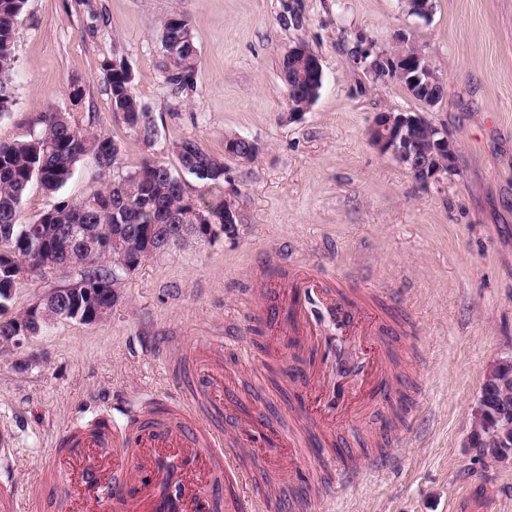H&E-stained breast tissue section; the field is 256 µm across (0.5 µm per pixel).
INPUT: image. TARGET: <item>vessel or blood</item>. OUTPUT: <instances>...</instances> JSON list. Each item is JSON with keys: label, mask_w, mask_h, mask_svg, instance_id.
I'll return each instance as SVG.
<instances>
[{"label": "vessel or blood", "mask_w": 512, "mask_h": 512, "mask_svg": "<svg viewBox=\"0 0 512 512\" xmlns=\"http://www.w3.org/2000/svg\"><path fill=\"white\" fill-rule=\"evenodd\" d=\"M375 296L314 266L273 260L246 291L269 333L264 347L225 336L187 353L170 337L165 362L184 375L179 396L120 426L101 414L67 427L30 502L13 481L0 483V512H288L287 499L268 489L248 501L236 489L263 449L292 461L313 455L334 485L382 471L385 459L354 454L360 438L341 434L378 412L401 382L393 329L377 314ZM286 350L293 362L282 383L303 388L304 397L285 427L253 411L258 385L239 388L224 373V356L243 358L258 376Z\"/></svg>", "instance_id": "obj_1"}]
</instances>
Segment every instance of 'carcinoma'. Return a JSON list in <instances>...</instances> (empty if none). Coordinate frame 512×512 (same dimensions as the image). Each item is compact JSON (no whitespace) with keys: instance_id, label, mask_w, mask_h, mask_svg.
Returning a JSON list of instances; mask_svg holds the SVG:
<instances>
[{"instance_id":"obj_1","label":"carcinoma","mask_w":512,"mask_h":512,"mask_svg":"<svg viewBox=\"0 0 512 512\" xmlns=\"http://www.w3.org/2000/svg\"><path fill=\"white\" fill-rule=\"evenodd\" d=\"M26 2L0 0V77L13 69L15 28ZM187 22L186 14L174 11L164 20L163 29L176 40ZM177 52L179 62L168 82L179 89L194 83L198 55L192 42L178 45ZM103 71L122 122L134 133L142 130L139 137L148 141L156 125L131 93L125 72L110 62ZM39 124L40 130L28 140L0 143V314L11 300L6 289L22 284V272L43 276L72 269L74 287L91 288L94 295L49 303L35 331L40 334L60 320L88 323L147 258L165 247H183L191 240L211 242L224 233V197L190 199L170 168L153 159L121 172L119 144L105 134L89 133L63 112H43ZM175 153L181 168L197 179H224V162L196 139L181 141ZM88 154L103 174L112 175L104 188L60 202L35 222L21 221V203L29 186L35 182L47 191L59 190ZM196 208L211 212L214 223H198Z\"/></svg>"}]
</instances>
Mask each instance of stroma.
<instances>
[{"mask_svg": "<svg viewBox=\"0 0 512 512\" xmlns=\"http://www.w3.org/2000/svg\"><path fill=\"white\" fill-rule=\"evenodd\" d=\"M176 9L199 59L182 92L167 81L162 43ZM359 33L380 48L402 38L421 50L446 82L443 98L429 108L399 83H373L349 60ZM299 43L320 57L324 81L292 120L280 64ZM115 58L153 115V143L113 110L101 65ZM73 81L83 89L77 105ZM7 92L0 142L26 140L49 109L118 141L126 171L147 158L178 169L175 144L196 138L235 179L238 224L231 236L148 258L107 320L59 321L29 345L0 347V426L15 434L0 478L28 493L66 425L106 411L121 424L114 404L176 397L153 354L167 337L189 349L230 327L257 342L240 290L278 255L371 282L400 327L411 406L391 432L403 451L374 480L328 497L326 481L297 463L321 512H512V467L484 468L471 446L484 374L512 355V0H434L426 20L403 0H27ZM388 111L419 113L447 132L458 146L447 178L422 186L371 145L368 128ZM228 134L256 141L258 155L225 158ZM105 181L84 156L57 192L31 185L21 218Z\"/></svg>", "mask_w": 512, "mask_h": 512, "instance_id": "1", "label": "stroma"}]
</instances>
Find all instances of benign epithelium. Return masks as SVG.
Segmentation results:
<instances>
[{
    "mask_svg": "<svg viewBox=\"0 0 512 512\" xmlns=\"http://www.w3.org/2000/svg\"><path fill=\"white\" fill-rule=\"evenodd\" d=\"M291 79L309 88V101L292 105L288 119H296L314 103L323 86L324 73L320 58L303 44L291 47L287 52ZM352 63L373 76L377 69L394 75L403 76L411 91L423 97V104L432 107L436 103L433 89L445 88L444 80L436 74L427 59L412 56L401 51L392 56L378 54V48L365 44L352 58ZM423 129L422 115L406 112H379L373 118L368 135L371 144L384 156H389L417 178L425 186L438 183L453 168L456 153L455 143L440 127L433 128L428 140L432 142V151L421 155V145L416 139V132ZM64 287L50 289L41 299L27 308V312L12 317L8 332L10 336H0V345H20L33 338L32 321L39 318L42 308L50 300L66 295ZM512 379V360L509 358L494 365L485 375L484 383L494 382L501 386ZM483 408L474 412V432L479 443L480 452L486 459L487 466L503 464L512 465V402L504 400L494 414L495 422L488 424Z\"/></svg>",
    "mask_w": 512,
    "mask_h": 512,
    "instance_id": "benign-epithelium-1",
    "label": "benign epithelium"
}]
</instances>
